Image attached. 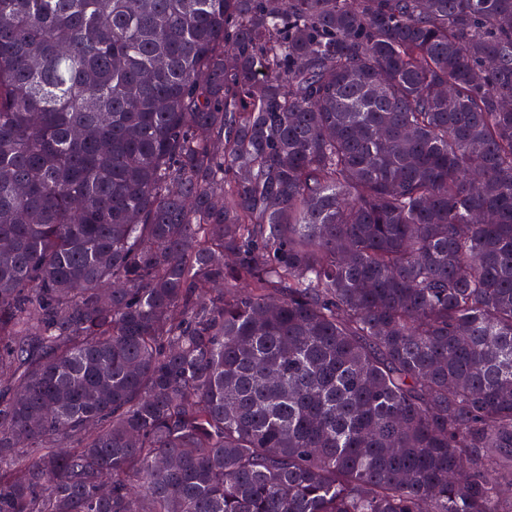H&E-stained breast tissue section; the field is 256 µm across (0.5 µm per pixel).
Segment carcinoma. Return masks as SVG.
<instances>
[{
  "label": "carcinoma",
  "mask_w": 512,
  "mask_h": 512,
  "mask_svg": "<svg viewBox=\"0 0 512 512\" xmlns=\"http://www.w3.org/2000/svg\"><path fill=\"white\" fill-rule=\"evenodd\" d=\"M507 487L512 0H0V512Z\"/></svg>",
  "instance_id": "cac0c4a2"
}]
</instances>
